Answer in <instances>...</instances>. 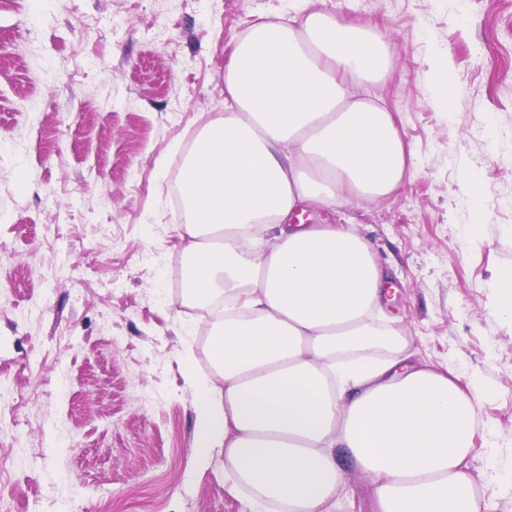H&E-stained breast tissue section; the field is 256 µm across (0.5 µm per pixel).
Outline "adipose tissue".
<instances>
[{"instance_id":"obj_1","label":"adipose tissue","mask_w":512,"mask_h":512,"mask_svg":"<svg viewBox=\"0 0 512 512\" xmlns=\"http://www.w3.org/2000/svg\"><path fill=\"white\" fill-rule=\"evenodd\" d=\"M387 61L381 34L327 13L260 18L180 176L186 292L224 303L212 371L189 375L194 464L223 454L253 512H330L345 461L376 484L379 512H492L462 469L475 398L409 356L376 358L385 269L353 228L292 221L400 183L393 117L361 93Z\"/></svg>"}]
</instances>
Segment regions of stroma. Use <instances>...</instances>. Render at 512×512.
<instances>
[{"instance_id": "1", "label": "stroma", "mask_w": 512, "mask_h": 512, "mask_svg": "<svg viewBox=\"0 0 512 512\" xmlns=\"http://www.w3.org/2000/svg\"><path fill=\"white\" fill-rule=\"evenodd\" d=\"M287 0H0V512H251L223 456L192 467L211 318L184 293L169 187L224 109L236 38ZM379 29L370 92L407 165L350 224L387 267L395 334L476 399L463 464L512 512V0H323ZM455 86L434 93L431 63ZM487 194L474 224L463 170ZM333 512H378L351 465Z\"/></svg>"}]
</instances>
